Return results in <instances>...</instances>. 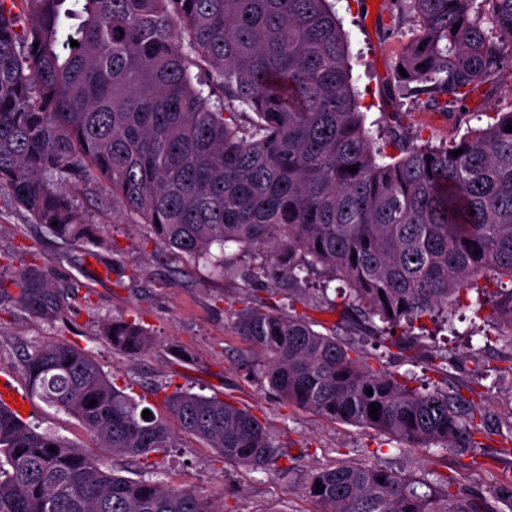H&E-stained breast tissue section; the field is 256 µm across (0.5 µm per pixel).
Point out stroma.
<instances>
[{"instance_id":"stroma-1","label":"stroma","mask_w":512,"mask_h":512,"mask_svg":"<svg viewBox=\"0 0 512 512\" xmlns=\"http://www.w3.org/2000/svg\"><path fill=\"white\" fill-rule=\"evenodd\" d=\"M331 2L347 40L352 85L374 140L398 128L438 146L467 129L485 127L488 113L512 110V76L487 84L462 113L440 114L402 96L390 76L411 39L408 21L396 19L392 0ZM68 193L96 231L94 257L81 258L44 225L0 199V376L28 394L23 369L28 352L47 343L78 346L117 387L155 414L166 411L164 393L177 389L217 398L254 414L283 453L276 466L255 472L223 461L174 421V447L136 465L114 458L120 474L136 478L156 473L165 483L194 488L219 512H314L306 495L309 478L344 462L380 465L417 479L440 475L451 480L453 493L477 492L489 499L500 481L512 476V444L504 440L512 425V345L496 307L512 290L511 278L487 272L483 294L463 295L465 307L454 318V331L428 324L429 335L418 345L416 360L407 361L397 352L383 359L387 371L410 373L423 385L447 383L487 412L480 445L467 453L402 449L376 431L280 404L259 373L240 366L249 348L234 329L232 311L247 300L286 306L287 279H254L251 256L235 247L224 252L231 274L214 277L203 263L156 244L147 225L114 203L106 187L87 192L72 187ZM310 280L325 281L319 272ZM328 284L326 294L302 291L294 303L321 332L346 322L338 300L344 284ZM119 317L140 321L154 345L136 356L113 351L102 328ZM434 345L448 349L446 372H435L427 360ZM26 420L89 455L102 453L75 417L37 397L30 396Z\"/></svg>"}]
</instances>
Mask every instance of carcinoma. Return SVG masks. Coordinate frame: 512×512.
<instances>
[{"label":"carcinoma","mask_w":512,"mask_h":512,"mask_svg":"<svg viewBox=\"0 0 512 512\" xmlns=\"http://www.w3.org/2000/svg\"><path fill=\"white\" fill-rule=\"evenodd\" d=\"M19 2L7 17L0 0V192L12 206L91 256L92 228L59 183H103L159 243L219 277L224 256L212 247L235 243L258 260L257 275L343 280L348 339L314 330L292 303L233 311L271 392L410 448L478 447L481 406L373 367L355 337L370 327L412 351L409 330L426 320L453 328L461 291L486 269L512 277V110L442 146L395 133L376 145L329 0ZM393 2L413 28L398 61L406 76L392 79L435 111L465 107L512 68V0ZM387 146L397 155L380 163ZM104 336L127 356L153 345L124 318ZM24 368L31 393L75 416L104 456L0 406V512H213L192 488L106 465L171 448L173 435L85 351L47 344ZM165 402L226 462L266 471L283 457L246 409L184 391ZM306 493L320 512H487L479 494L378 465L320 470Z\"/></svg>","instance_id":"cac0c4a2"}]
</instances>
